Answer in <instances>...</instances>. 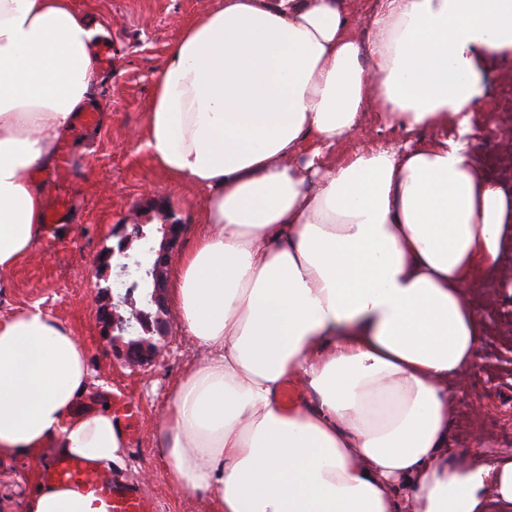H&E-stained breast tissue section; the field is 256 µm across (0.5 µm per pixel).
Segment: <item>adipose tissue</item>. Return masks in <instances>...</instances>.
Wrapping results in <instances>:
<instances>
[{"label":"adipose tissue","instance_id":"obj_1","mask_svg":"<svg viewBox=\"0 0 512 512\" xmlns=\"http://www.w3.org/2000/svg\"><path fill=\"white\" fill-rule=\"evenodd\" d=\"M366 40L343 0H219L155 79L142 141L204 222L168 270L201 359L155 426L170 484L208 512H512V458L449 461L451 380L483 318L467 299L512 231V201L468 136L488 56L512 58V0H378ZM104 30L70 0H0V273L35 250L59 139L99 73ZM409 149L356 135L367 100ZM74 329L39 306L0 318V461H122ZM302 394L284 404L283 387ZM25 512H109L31 472Z\"/></svg>","mask_w":512,"mask_h":512}]
</instances>
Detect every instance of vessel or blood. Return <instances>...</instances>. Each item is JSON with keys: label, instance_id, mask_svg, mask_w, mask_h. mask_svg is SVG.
Segmentation results:
<instances>
[{"label": "vessel or blood", "instance_id": "vessel-or-blood-1", "mask_svg": "<svg viewBox=\"0 0 512 512\" xmlns=\"http://www.w3.org/2000/svg\"><path fill=\"white\" fill-rule=\"evenodd\" d=\"M45 482L76 485L86 492L106 499L110 512H154L152 503L134 489L119 486L100 468L80 458H59L42 469Z\"/></svg>", "mask_w": 512, "mask_h": 512}]
</instances>
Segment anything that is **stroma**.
<instances>
[{
    "instance_id": "stroma-1",
    "label": "stroma",
    "mask_w": 512,
    "mask_h": 512,
    "mask_svg": "<svg viewBox=\"0 0 512 512\" xmlns=\"http://www.w3.org/2000/svg\"><path fill=\"white\" fill-rule=\"evenodd\" d=\"M214 0H71L72 8L108 31L112 59L101 69L88 102L99 106L94 125L76 124L59 140L45 175L46 210L64 204L47 226L34 256L0 279V317L20 306L40 305L81 336L97 382L80 398L75 415L129 402L138 432L128 440L121 465L108 476L149 498L155 512H206L195 495L172 489L150 435L168 404V387L193 356L194 345L168 321L152 363L130 364L115 356L122 338L100 337L98 301L108 285L100 255L118 247L119 227L132 217L147 219L152 200L163 201L184 226L177 251L191 243L202 220L203 192L171 183L141 149L156 75L183 29ZM487 95L475 113L471 144L477 163L512 193V64L491 62L484 77ZM472 300L486 324L476 365L451 408L448 458L512 456V388L500 380L512 365L497 355L512 346V241L502 248L493 273L480 276ZM36 462L23 458L0 464V512H25L26 477Z\"/></svg>"
}]
</instances>
